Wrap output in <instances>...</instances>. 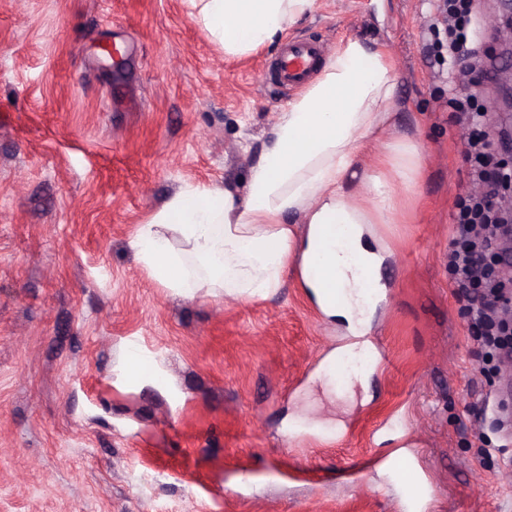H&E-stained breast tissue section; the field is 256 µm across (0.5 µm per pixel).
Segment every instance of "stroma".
<instances>
[{
	"label": "stroma",
	"mask_w": 512,
	"mask_h": 512,
	"mask_svg": "<svg viewBox=\"0 0 512 512\" xmlns=\"http://www.w3.org/2000/svg\"><path fill=\"white\" fill-rule=\"evenodd\" d=\"M493 130L512 129V0H479ZM191 0H0V512H400L389 462L413 461L425 512H512V378L482 371L468 298L448 273L466 168L438 0H316L291 37L386 52L390 127L422 148L393 181L383 299L350 351L298 266L264 299L185 298L130 247L183 188L245 196L280 112L283 40L226 54ZM125 41L123 70L103 49ZM505 410L477 412L486 397Z\"/></svg>",
	"instance_id": "35a3bbf8"
}]
</instances>
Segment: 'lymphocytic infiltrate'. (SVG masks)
I'll return each mask as SVG.
<instances>
[{
	"label": "lymphocytic infiltrate",
	"instance_id": "f902f5d3",
	"mask_svg": "<svg viewBox=\"0 0 512 512\" xmlns=\"http://www.w3.org/2000/svg\"><path fill=\"white\" fill-rule=\"evenodd\" d=\"M444 24L448 32L449 55L472 53L475 34L473 0H448ZM455 110L457 124L468 132L463 149L470 162L469 181L478 185L480 191L457 199L448 268L457 286L471 293L482 346L491 351L503 346L499 336L500 313L495 306L498 290L489 283L482 264L483 258L497 251L500 243L492 222L500 184L493 165L496 143L487 130L484 112L475 107L472 96L457 98Z\"/></svg>",
	"mask_w": 512,
	"mask_h": 512
}]
</instances>
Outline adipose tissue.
Segmentation results:
<instances>
[{"instance_id":"obj_1","label":"adipose tissue","mask_w":512,"mask_h":512,"mask_svg":"<svg viewBox=\"0 0 512 512\" xmlns=\"http://www.w3.org/2000/svg\"><path fill=\"white\" fill-rule=\"evenodd\" d=\"M199 16L225 52L245 54L272 43L309 11L313 0H197ZM393 67L380 50L344 42L319 76L281 112L262 160L252 168L245 197L204 185L175 195L133 246L150 274L186 298L224 290L244 300L281 288L293 261L334 270L337 301L323 283L306 280L321 312L363 324L361 275L382 257L365 236L373 216L394 208L387 184L373 177L376 203L356 204L346 176L359 151L388 126L395 90ZM302 214L305 235L287 224Z\"/></svg>"}]
</instances>
